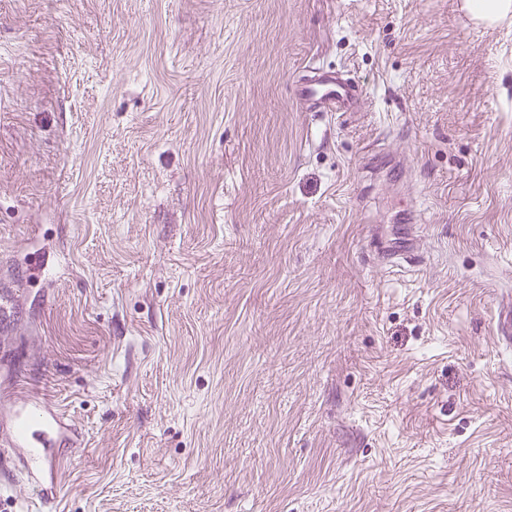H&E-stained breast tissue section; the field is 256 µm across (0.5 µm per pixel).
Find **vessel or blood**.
Segmentation results:
<instances>
[{
    "mask_svg": "<svg viewBox=\"0 0 512 512\" xmlns=\"http://www.w3.org/2000/svg\"><path fill=\"white\" fill-rule=\"evenodd\" d=\"M295 91L314 112L357 110L363 98L362 85L340 72L309 65ZM13 426V447L20 450L21 471L42 503L58 496L54 476L64 442L75 436L63 418L48 405L20 398L9 409Z\"/></svg>",
    "mask_w": 512,
    "mask_h": 512,
    "instance_id": "vessel-or-blood-1",
    "label": "vessel or blood"
}]
</instances>
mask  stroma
I'll return each mask as SVG.
<instances>
[{
    "instance_id": "stroma-1",
    "label": "stroma",
    "mask_w": 512,
    "mask_h": 512,
    "mask_svg": "<svg viewBox=\"0 0 512 512\" xmlns=\"http://www.w3.org/2000/svg\"><path fill=\"white\" fill-rule=\"evenodd\" d=\"M345 69L355 112L299 70ZM422 210L419 266L376 255ZM0 493L512 512V23L459 0H0ZM77 431L42 506L5 408ZM305 77L296 83V94L312 112H350L363 98L362 85L336 69L306 65Z\"/></svg>"
}]
</instances>
